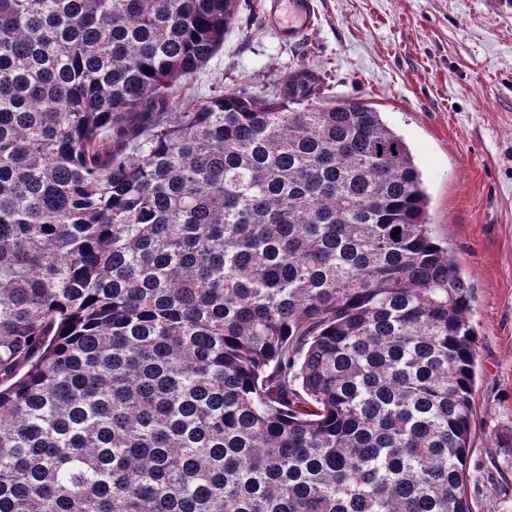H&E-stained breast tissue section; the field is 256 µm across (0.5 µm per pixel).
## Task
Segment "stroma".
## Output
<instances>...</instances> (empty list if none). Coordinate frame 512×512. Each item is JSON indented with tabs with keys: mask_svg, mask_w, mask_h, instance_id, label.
Listing matches in <instances>:
<instances>
[{
	"mask_svg": "<svg viewBox=\"0 0 512 512\" xmlns=\"http://www.w3.org/2000/svg\"><path fill=\"white\" fill-rule=\"evenodd\" d=\"M303 43L282 42L261 7H240L223 48L177 82L190 108L238 86L264 94L303 65L361 96L408 144L437 239L474 295L473 512H512L495 439L512 433V0H315Z\"/></svg>",
	"mask_w": 512,
	"mask_h": 512,
	"instance_id": "obj_1",
	"label": "stroma"
}]
</instances>
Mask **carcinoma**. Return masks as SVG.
Here are the masks:
<instances>
[{
    "mask_svg": "<svg viewBox=\"0 0 512 512\" xmlns=\"http://www.w3.org/2000/svg\"><path fill=\"white\" fill-rule=\"evenodd\" d=\"M239 6L0 0V512H472L403 137L307 69L175 111Z\"/></svg>",
    "mask_w": 512,
    "mask_h": 512,
    "instance_id": "carcinoma-1",
    "label": "carcinoma"
}]
</instances>
